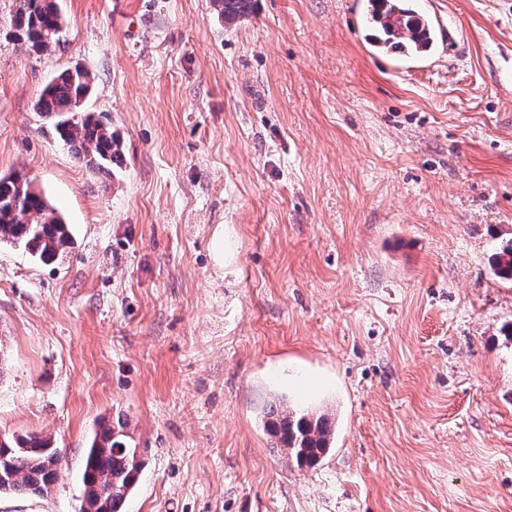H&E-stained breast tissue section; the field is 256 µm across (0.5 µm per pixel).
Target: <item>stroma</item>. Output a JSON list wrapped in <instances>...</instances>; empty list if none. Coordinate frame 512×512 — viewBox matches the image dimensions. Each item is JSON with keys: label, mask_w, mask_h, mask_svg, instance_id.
Instances as JSON below:
<instances>
[{"label": "stroma", "mask_w": 512, "mask_h": 512, "mask_svg": "<svg viewBox=\"0 0 512 512\" xmlns=\"http://www.w3.org/2000/svg\"><path fill=\"white\" fill-rule=\"evenodd\" d=\"M348 2L59 0L33 54L0 0V174L73 238L0 246V434L66 458L0 512H82L118 416L125 512H512V0H415L456 36L431 63L378 54ZM77 65L108 174L35 110ZM281 401L330 419L316 466L269 432ZM124 424L104 423L85 449L82 484L84 512H123L139 478L138 448L130 446Z\"/></svg>", "instance_id": "1"}]
</instances>
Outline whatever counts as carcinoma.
Returning a JSON list of instances; mask_svg holds the SVG:
<instances>
[{
	"label": "carcinoma",
	"instance_id": "carcinoma-1",
	"mask_svg": "<svg viewBox=\"0 0 512 512\" xmlns=\"http://www.w3.org/2000/svg\"><path fill=\"white\" fill-rule=\"evenodd\" d=\"M247 0H213L219 18L241 13ZM367 21L380 27L383 42L393 37L384 22L383 9L389 0H370ZM14 37L33 53L58 43L64 33L63 16L57 0H19L12 19ZM91 91V75L80 66L61 72L44 88L36 110L53 122L59 139L86 166L110 173L121 157V142L112 127L84 111ZM22 247L40 261L55 262L72 245V237L61 214L50 200L17 173L0 175V245ZM499 275L512 278V240L498 252ZM274 435L300 462L314 465L331 445V428L325 416H286L272 424ZM64 456L50 441L39 436L0 439V465L8 463L9 478L0 481V494L29 496L47 494L62 469ZM138 449L130 446L124 424L100 426L85 449L82 484L86 512H122L125 500L139 478Z\"/></svg>",
	"mask_w": 512,
	"mask_h": 512
}]
</instances>
